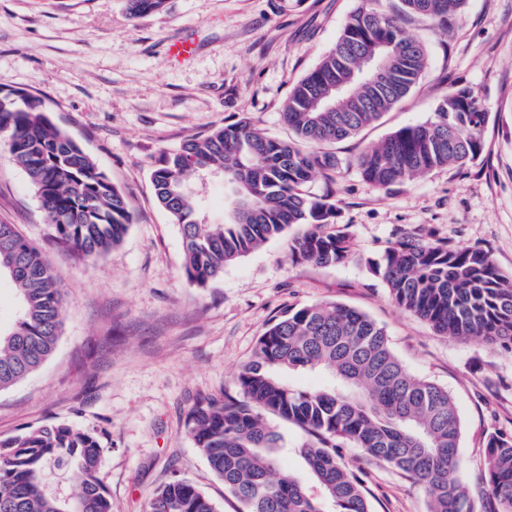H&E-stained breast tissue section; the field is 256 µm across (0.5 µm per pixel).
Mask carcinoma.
I'll use <instances>...</instances> for the list:
<instances>
[{
  "label": "carcinoma",
  "mask_w": 512,
  "mask_h": 512,
  "mask_svg": "<svg viewBox=\"0 0 512 512\" xmlns=\"http://www.w3.org/2000/svg\"><path fill=\"white\" fill-rule=\"evenodd\" d=\"M467 0H362L333 47L292 88L281 140L247 122L216 128L165 152L151 171L160 206L178 224L188 281L200 288L224 267L270 240H288L291 258L320 266L352 257L336 231L339 209L308 183L329 179L341 160L329 146L350 138L403 101L419 82L427 52L401 22L418 16L448 30ZM131 18L165 0H126ZM487 112L468 87H455L424 123L403 126L346 161L378 187L412 182L482 152ZM0 142L26 171L58 244L91 263L119 244L132 224L124 194L42 102L0 92ZM224 175V223L200 213L199 187ZM394 303L451 340H482L512 351V278L478 248L401 238L382 260L367 261ZM15 286L18 312L0 327V391L38 370L62 335L64 294L58 273L16 225L0 222V279ZM324 377L318 389L288 382L290 373ZM240 397L201 401L189 434L242 512H371L363 482L340 449L361 448L418 482L428 512H473L456 474L462 423L445 388L413 375L384 328L335 302L291 310L260 336L237 377ZM298 426V449L318 492L285 466L282 436L267 415ZM102 448L90 432L44 425L0 438V512H112L99 478ZM482 512H512V436L489 435ZM149 512H219L194 484L159 487Z\"/></svg>",
  "instance_id": "cac0c4a2"
}]
</instances>
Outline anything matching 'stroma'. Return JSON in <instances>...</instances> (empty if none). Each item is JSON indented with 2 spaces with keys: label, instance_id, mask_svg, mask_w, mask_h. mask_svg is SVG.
<instances>
[{
  "label": "stroma",
  "instance_id": "1",
  "mask_svg": "<svg viewBox=\"0 0 512 512\" xmlns=\"http://www.w3.org/2000/svg\"><path fill=\"white\" fill-rule=\"evenodd\" d=\"M360 0H166L130 18L123 0H0V88L44 98L65 129L130 201L122 242L84 263L57 246L28 176L0 146V222L17 225L58 271L63 332L50 359L0 391V438L64 424L94 434L98 477L112 512H147L171 478L218 505L240 504L188 431L201 399L236 394L235 376L285 311L322 301L356 308L383 326L414 375L448 389L462 420L463 480L481 503L488 436L512 434V355L480 340L452 341L399 309L366 263L403 237L488 251L512 275V0H468L453 30L404 20L428 67L411 94L335 146L348 159L391 131L430 120L457 86L490 114L479 159L387 188L341 166L309 190L333 195L353 256L334 266L291 259L267 242L200 288L184 273L181 232L155 196L160 155L196 135L248 120L289 138L279 114L292 86L334 45ZM193 43L170 58L171 42ZM364 482L371 512H427L412 479L343 451Z\"/></svg>",
  "mask_w": 512,
  "mask_h": 512
}]
</instances>
